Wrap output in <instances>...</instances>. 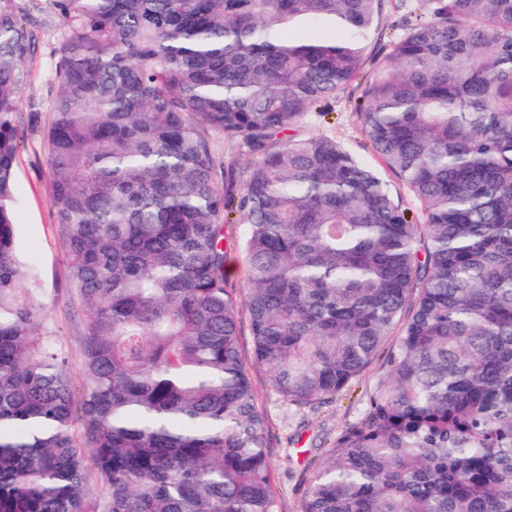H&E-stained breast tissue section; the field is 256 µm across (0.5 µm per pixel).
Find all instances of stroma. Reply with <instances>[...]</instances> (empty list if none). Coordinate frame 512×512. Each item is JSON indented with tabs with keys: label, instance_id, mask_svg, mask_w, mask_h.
Here are the masks:
<instances>
[{
	"label": "stroma",
	"instance_id": "stroma-1",
	"mask_svg": "<svg viewBox=\"0 0 512 512\" xmlns=\"http://www.w3.org/2000/svg\"><path fill=\"white\" fill-rule=\"evenodd\" d=\"M62 28L54 17L36 34L27 60L28 81L21 91L20 121L23 141L16 160V224L19 252L38 267L47 306V326L67 360L75 388L83 386L81 336L83 314L66 288L62 239L50 204L51 186L42 130L28 127L31 105L48 111L52 93V64ZM358 93L348 88L331 104L329 112H311L299 127L304 135L324 134L343 143L355 156L378 165L379 159L366 139L356 112ZM252 383L271 428L268 457L275 493L274 512H302L317 466L329 455L337 436L360 420L367 392L380 377L371 366L350 387L312 407L288 404L274 390L269 371L249 368Z\"/></svg>",
	"mask_w": 512,
	"mask_h": 512
}]
</instances>
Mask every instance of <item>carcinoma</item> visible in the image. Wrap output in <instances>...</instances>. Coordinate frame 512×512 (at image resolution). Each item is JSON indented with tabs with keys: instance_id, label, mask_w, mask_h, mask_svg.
I'll return each mask as SVG.
<instances>
[{
	"instance_id": "cac0c4a2",
	"label": "carcinoma",
	"mask_w": 512,
	"mask_h": 512,
	"mask_svg": "<svg viewBox=\"0 0 512 512\" xmlns=\"http://www.w3.org/2000/svg\"><path fill=\"white\" fill-rule=\"evenodd\" d=\"M63 35L43 136L85 384L16 245L36 20L0 0V512H274L239 346L294 405L394 337L304 512H512V0H46ZM329 25L339 38H304ZM370 67L363 133L420 206L307 113ZM236 139L244 182L215 153ZM244 224L228 281L224 210ZM399 3V0H388L385 2V7L379 25V30H382L384 35L382 36L381 41H376L375 35L371 45L373 51L380 50L381 47L388 44L389 40L399 36L402 33L400 23L404 11L402 9L396 8V4Z\"/></svg>"
}]
</instances>
